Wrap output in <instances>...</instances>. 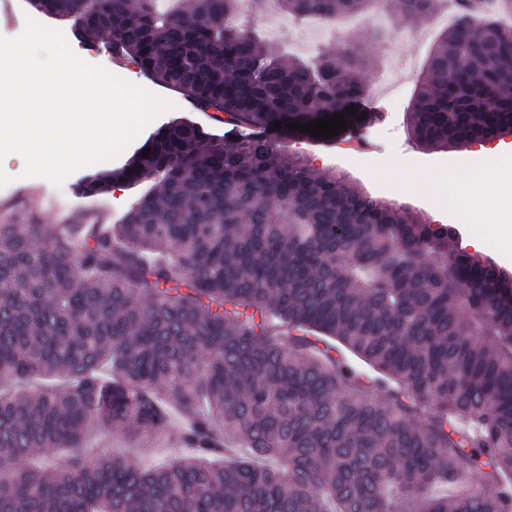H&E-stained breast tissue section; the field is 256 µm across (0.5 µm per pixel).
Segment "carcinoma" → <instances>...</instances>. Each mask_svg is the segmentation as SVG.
Instances as JSON below:
<instances>
[{
  "label": "carcinoma",
  "instance_id": "1",
  "mask_svg": "<svg viewBox=\"0 0 512 512\" xmlns=\"http://www.w3.org/2000/svg\"><path fill=\"white\" fill-rule=\"evenodd\" d=\"M178 2L28 0L218 122L307 138L288 124L381 118L345 113L369 92L355 48L273 55L239 0ZM409 124L429 150L512 131L498 22L442 33ZM143 183L117 224H0V512H512V272L258 136L228 148L176 119L78 192ZM95 430L169 436L168 461L94 456Z\"/></svg>",
  "mask_w": 512,
  "mask_h": 512
}]
</instances>
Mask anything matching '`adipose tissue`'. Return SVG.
I'll list each match as a JSON object with an SVG mask.
<instances>
[{
  "instance_id": "ef3b65f1",
  "label": "adipose tissue",
  "mask_w": 512,
  "mask_h": 512,
  "mask_svg": "<svg viewBox=\"0 0 512 512\" xmlns=\"http://www.w3.org/2000/svg\"><path fill=\"white\" fill-rule=\"evenodd\" d=\"M482 152L491 156V163L465 175L464 180L469 185L467 193L449 187L448 201L488 228V235L475 236V248H483L486 238L490 237L501 250L509 252L512 251V221L505 219L501 205L512 201V155L503 153L497 146L483 147Z\"/></svg>"
}]
</instances>
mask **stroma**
<instances>
[{
	"mask_svg": "<svg viewBox=\"0 0 512 512\" xmlns=\"http://www.w3.org/2000/svg\"><path fill=\"white\" fill-rule=\"evenodd\" d=\"M33 13L26 0H7L0 7V35L14 37L19 35L26 19ZM36 16V15H33ZM39 23L63 33L69 47L84 61L101 66L121 78L139 85L146 90L172 101L174 111L165 112L150 122L124 150L112 160L95 163L80 168L70 174L61 185H53L42 178H25L21 172L22 161L7 159L0 167L12 175L10 184L0 188V224L32 214L41 224H112L140 195V187H118L112 193L100 197H84L75 194V186L87 175L109 170L123 165L153 133L166 124L172 117H187L205 131L223 136L226 146H234L231 126L214 121L209 113L194 110L174 89L157 85L139 74L137 68L113 59L110 51L102 50L98 40L82 42L73 34L67 23L45 15L36 16ZM420 21L401 17H385L376 20L366 16L359 27L356 37L362 55L371 58L372 63L366 70L369 85H376L388 74L413 69L420 71L426 57V50H419L417 56H409L398 39L399 30H417ZM413 79H406L398 87L397 98L379 100L378 106L384 114L381 122L359 129L349 128L327 140L288 138L283 147L289 153L306 159L315 171L342 170L356 179L369 193L377 197H390L391 190L399 171H371L361 164L352 162L350 152L344 144L349 140H361L368 144V154L379 157L394 154L409 159L417 170L438 172L443 176L460 178L472 168L484 165L485 159L477 146L444 151H428L417 145L406 129V112L411 100Z\"/></svg>",
	"mask_w": 512,
	"mask_h": 512,
	"instance_id": "35a3bbf8",
	"label": "stroma"
}]
</instances>
